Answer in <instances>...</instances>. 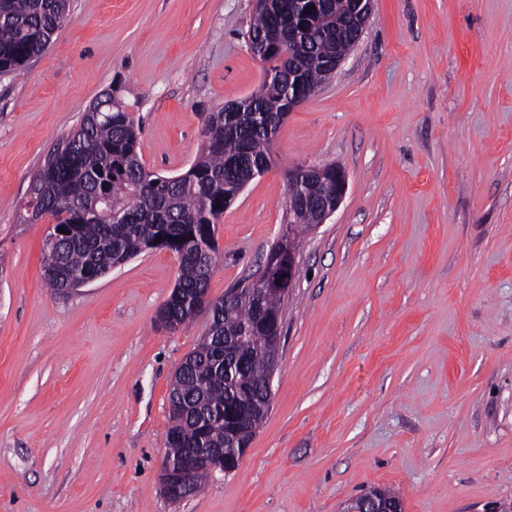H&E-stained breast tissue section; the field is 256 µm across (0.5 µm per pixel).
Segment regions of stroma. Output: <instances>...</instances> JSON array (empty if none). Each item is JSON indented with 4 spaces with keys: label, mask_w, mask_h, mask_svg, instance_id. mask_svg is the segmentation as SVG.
<instances>
[{
    "label": "stroma",
    "mask_w": 512,
    "mask_h": 512,
    "mask_svg": "<svg viewBox=\"0 0 512 512\" xmlns=\"http://www.w3.org/2000/svg\"><path fill=\"white\" fill-rule=\"evenodd\" d=\"M252 0H73L48 49L0 74V512H512V0H373L334 76L289 112L273 162L217 226V299L287 222V173L348 190L299 250L272 401L238 468L173 501V374L208 327L156 316L178 264L149 251L44 286L31 176L98 98L147 170L185 172L211 112L256 91ZM345 512H403V504L386 497L382 490L349 500Z\"/></svg>",
    "instance_id": "stroma-1"
}]
</instances>
